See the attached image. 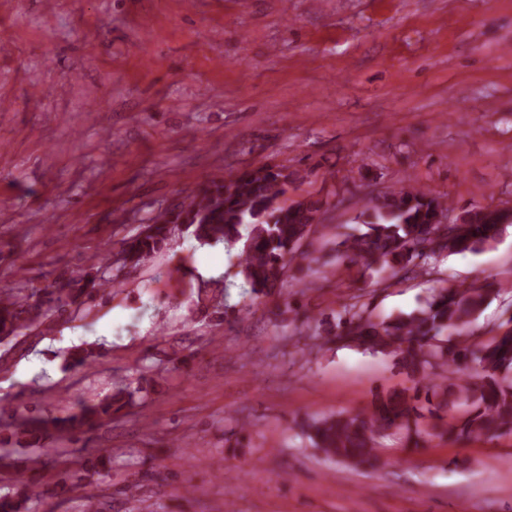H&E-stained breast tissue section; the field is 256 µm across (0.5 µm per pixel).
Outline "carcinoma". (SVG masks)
I'll return each mask as SVG.
<instances>
[{"label": "carcinoma", "instance_id": "1", "mask_svg": "<svg viewBox=\"0 0 512 512\" xmlns=\"http://www.w3.org/2000/svg\"><path fill=\"white\" fill-rule=\"evenodd\" d=\"M297 181L292 173L270 165L246 170L229 182H213L187 196L181 205L151 219L146 232L124 242V264L149 263L161 250L176 226L182 224L201 245L223 243L229 247L242 240L238 255L239 273L251 286L255 298L272 293L283 282L291 265H308L314 258L306 247L312 244L314 223L321 220L324 202L305 197L288 201V185ZM451 206L413 185L370 199L357 215L358 227L336 233V264H359L368 275L388 272L406 277L426 271L437 256L478 253L497 242L512 228V213L474 207L468 224H435L440 213ZM248 234L242 235L241 230ZM99 279L85 278L83 271L61 276L51 290L0 285V334L16 340L51 325L80 298L93 302L111 293L115 284L110 263ZM499 296L490 282L478 288L438 289L423 306L410 312L378 317L365 305L343 306L336 322V338L363 345L392 356L414 382L407 389L378 395L370 410L310 418L302 433L313 448L327 458L354 466L375 467L380 440L405 431L415 448L426 439L414 429L420 417L419 403H433L448 420L436 428V436L457 439L512 436V329L486 342L463 344L455 337L467 334L485 306ZM95 356L91 349L77 348L65 358V367L79 369ZM472 364L481 367L475 378L460 379L448 386L436 382L442 374L463 371ZM122 387L98 402L81 405L64 418L47 417L16 409H0V420L11 421L21 432L36 437L51 426L71 434L112 418L132 392L144 389ZM42 501L34 475L20 482L11 497L0 499V512H36Z\"/></svg>", "mask_w": 512, "mask_h": 512}]
</instances>
